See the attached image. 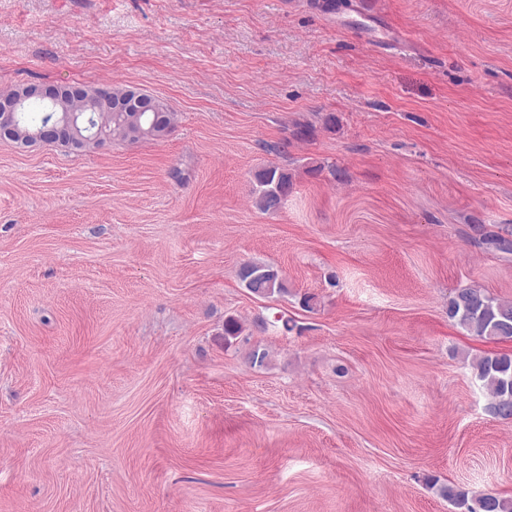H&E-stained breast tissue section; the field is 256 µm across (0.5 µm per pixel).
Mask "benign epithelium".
I'll list each match as a JSON object with an SVG mask.
<instances>
[{"label":"benign epithelium","instance_id":"obj_1","mask_svg":"<svg viewBox=\"0 0 512 512\" xmlns=\"http://www.w3.org/2000/svg\"><path fill=\"white\" fill-rule=\"evenodd\" d=\"M65 95L79 100L83 106L82 116L73 112L48 115L45 126L34 131L19 129L17 112L26 104L56 102ZM162 112L160 99L143 93L135 87L126 90L125 96L112 98V91L99 87L92 93L79 87L64 85L28 84L18 87L8 96L0 98V139L9 140L22 147L34 144L65 145L73 150H82L91 141L101 140L99 128L92 124V115L97 112Z\"/></svg>","mask_w":512,"mask_h":512}]
</instances>
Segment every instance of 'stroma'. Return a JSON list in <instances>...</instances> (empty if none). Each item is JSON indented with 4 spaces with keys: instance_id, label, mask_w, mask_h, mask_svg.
Masks as SVG:
<instances>
[{
    "instance_id": "obj_1",
    "label": "stroma",
    "mask_w": 512,
    "mask_h": 512,
    "mask_svg": "<svg viewBox=\"0 0 512 512\" xmlns=\"http://www.w3.org/2000/svg\"><path fill=\"white\" fill-rule=\"evenodd\" d=\"M30 83L134 85L177 123L0 141V512L512 496V420L464 359L486 344L447 311L512 299V253L477 242L512 234V0H0V89ZM268 165L294 183L274 213ZM248 261L289 295L249 293ZM256 188L253 202L264 213H273L280 209L293 190L292 176L278 167H265L254 174ZM239 280L252 295L260 298L288 296V281L282 272L267 263H244L239 270Z\"/></svg>"
}]
</instances>
